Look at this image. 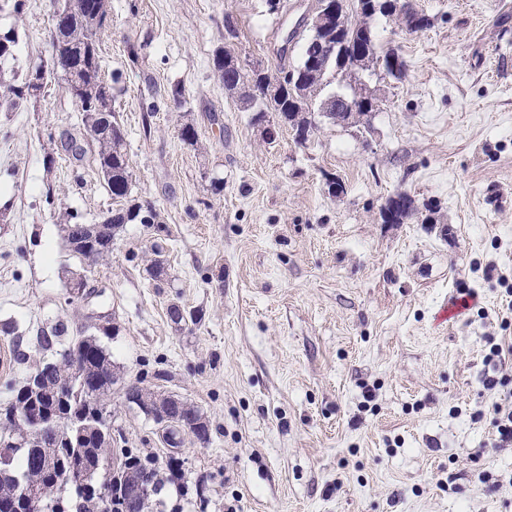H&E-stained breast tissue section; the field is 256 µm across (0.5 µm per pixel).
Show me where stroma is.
Here are the masks:
<instances>
[{
	"instance_id": "obj_1",
	"label": "stroma",
	"mask_w": 512,
	"mask_h": 512,
	"mask_svg": "<svg viewBox=\"0 0 512 512\" xmlns=\"http://www.w3.org/2000/svg\"><path fill=\"white\" fill-rule=\"evenodd\" d=\"M312 2L109 0L112 109L132 193L159 221L124 225L87 298L65 286L79 263L59 225L116 202L91 156L59 151L44 167L48 134L79 133L78 107L51 81L39 110L0 112V404L54 359L40 331L97 312L124 381L209 424L207 443L184 436L185 478L151 512H512V447L493 425L494 404L512 405V358L487 357L489 339L512 340V0H415L432 20L417 33L374 18L404 75H364L379 110L348 125L312 115L302 146L276 113L244 111L212 56L230 23L242 70L275 72ZM13 4L0 0V30L18 29L21 75L45 54L51 7L25 0L18 18ZM401 193L411 212L384 221ZM111 411L117 447L163 458L152 419L117 392Z\"/></svg>"
}]
</instances>
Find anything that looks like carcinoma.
Returning a JSON list of instances; mask_svg holds the SVG:
<instances>
[{
	"instance_id": "1",
	"label": "carcinoma",
	"mask_w": 512,
	"mask_h": 512,
	"mask_svg": "<svg viewBox=\"0 0 512 512\" xmlns=\"http://www.w3.org/2000/svg\"><path fill=\"white\" fill-rule=\"evenodd\" d=\"M336 3L334 26L323 35H310L305 39L301 59L296 64H286V55L280 54L277 74L263 69L243 72L234 52L227 48L215 51L213 70L224 83V88L238 96L244 110L260 114L275 112L281 122L299 132L312 126L309 115L325 113L329 120H336L334 94H323L325 87L335 81L342 84L354 75L380 70L389 77L400 78L406 64L393 49L379 52L374 42L371 21L378 15L402 17L411 31H419L417 22L424 13L409 9L385 8L386 0H315L312 10L319 13L330 3ZM52 14H61L62 20L52 23L48 50L55 53L64 64L62 69H43V63L31 67L21 80H5V65L14 59L17 44L15 29L0 32V112H12L23 105H36L46 83L56 79L63 84L67 94L83 113L95 111L96 102L112 93V85L105 83L102 74L99 35L109 20L108 0H51ZM335 44L333 55L311 69L308 62L319 53L317 40ZM83 137L95 147L93 161L102 181L119 201L113 209L94 224H87L75 213L59 224L61 239L69 255L85 264L87 253L93 252L102 259L112 252V242L125 224L139 222L153 224L157 213L153 206L131 196L130 163L126 151L124 130L114 112L96 122L82 118ZM108 328L82 323L77 335L67 345L56 351L50 361L51 369L43 375L42 391H58L60 397L38 405L57 412L65 420H76L84 433L81 454L89 468L102 465L112 457L111 403L112 383L116 378L108 350L100 343L97 333L107 334ZM78 361L83 375L73 374V361ZM101 390L104 397L93 407L87 389ZM11 402L0 407V440L14 443L11 453L0 456V501L8 500L17 485L39 476V462L45 456L56 457L60 470L66 469L70 448L75 444L74 432L61 428L56 434L39 438L31 421H24L14 412ZM166 468L155 459L141 460L129 449H122L120 464L126 468L150 471L151 481L140 508L148 509L149 499L158 493L164 482H173L181 475L172 467L173 460L165 457ZM70 484L58 482L43 495L44 512H60L62 504L58 493ZM75 512H99V501L74 490Z\"/></svg>"
}]
</instances>
